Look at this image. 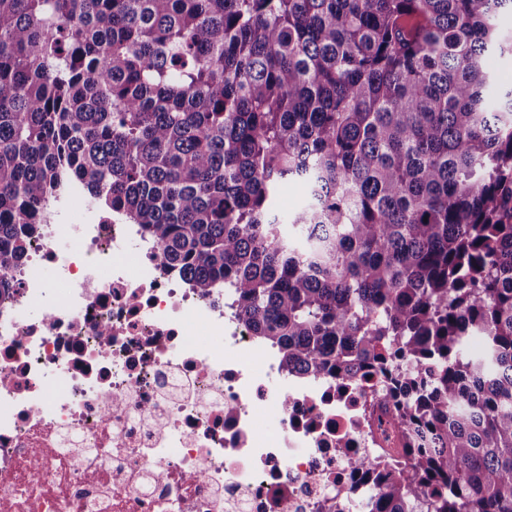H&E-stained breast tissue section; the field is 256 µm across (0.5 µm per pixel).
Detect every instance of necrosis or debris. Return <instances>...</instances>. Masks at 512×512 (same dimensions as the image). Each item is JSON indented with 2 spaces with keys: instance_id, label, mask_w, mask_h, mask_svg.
Returning <instances> with one entry per match:
<instances>
[{
  "instance_id": "obj_1",
  "label": "necrosis or debris",
  "mask_w": 512,
  "mask_h": 512,
  "mask_svg": "<svg viewBox=\"0 0 512 512\" xmlns=\"http://www.w3.org/2000/svg\"><path fill=\"white\" fill-rule=\"evenodd\" d=\"M81 192L54 203L0 301V512H373L346 460L402 461L390 393L284 373L136 225L90 208L72 221ZM49 264L54 302L25 318ZM270 410L279 430L257 434Z\"/></svg>"
}]
</instances>
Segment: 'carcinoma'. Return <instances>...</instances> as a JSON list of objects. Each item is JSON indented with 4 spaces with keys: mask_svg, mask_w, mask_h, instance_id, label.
<instances>
[{
    "mask_svg": "<svg viewBox=\"0 0 512 512\" xmlns=\"http://www.w3.org/2000/svg\"><path fill=\"white\" fill-rule=\"evenodd\" d=\"M504 10L0 0V298L78 183L188 287L224 289L282 369L389 388L406 461L349 463L378 467L375 512H512ZM306 197L305 186L299 181H289L277 201V211L284 216L293 215Z\"/></svg>",
    "mask_w": 512,
    "mask_h": 512,
    "instance_id": "obj_1",
    "label": "carcinoma"
}]
</instances>
